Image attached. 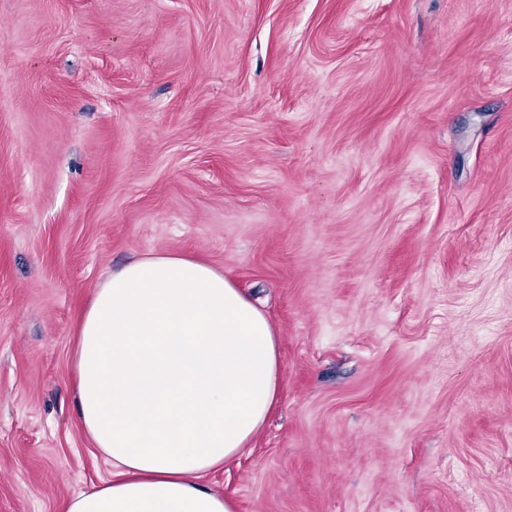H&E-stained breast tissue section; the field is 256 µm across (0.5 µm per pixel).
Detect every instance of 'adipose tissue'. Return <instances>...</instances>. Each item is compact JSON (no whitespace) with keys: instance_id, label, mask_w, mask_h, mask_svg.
Here are the masks:
<instances>
[{"instance_id":"adipose-tissue-1","label":"adipose tissue","mask_w":512,"mask_h":512,"mask_svg":"<svg viewBox=\"0 0 512 512\" xmlns=\"http://www.w3.org/2000/svg\"><path fill=\"white\" fill-rule=\"evenodd\" d=\"M74 367L76 421L108 475L63 512H237L207 477L259 435L281 367L268 317L223 272L172 253L112 271Z\"/></svg>"}]
</instances>
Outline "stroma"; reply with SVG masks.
Returning <instances> with one entry per match:
<instances>
[{
	"label": "stroma",
	"mask_w": 512,
	"mask_h": 512,
	"mask_svg": "<svg viewBox=\"0 0 512 512\" xmlns=\"http://www.w3.org/2000/svg\"><path fill=\"white\" fill-rule=\"evenodd\" d=\"M154 252L278 336L238 512H512V0H0V512L104 475L76 321Z\"/></svg>",
	"instance_id": "stroma-1"
}]
</instances>
